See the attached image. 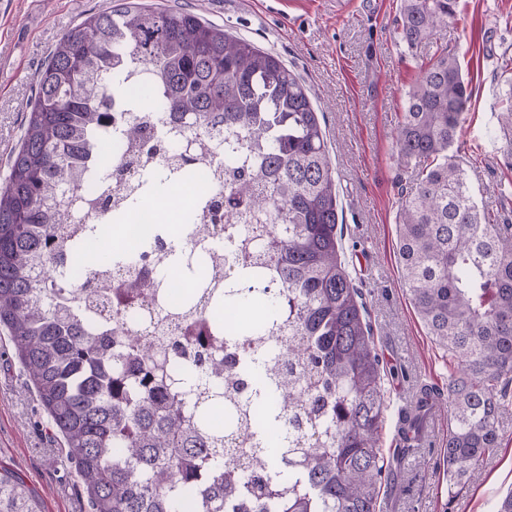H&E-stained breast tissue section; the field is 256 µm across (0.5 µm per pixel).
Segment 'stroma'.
Returning a JSON list of instances; mask_svg holds the SVG:
<instances>
[{"mask_svg": "<svg viewBox=\"0 0 512 512\" xmlns=\"http://www.w3.org/2000/svg\"><path fill=\"white\" fill-rule=\"evenodd\" d=\"M119 0H0V181L19 142L38 72L56 41L93 10ZM155 8L194 9L207 21L276 54L309 88L323 114L339 191L343 257L361 289L381 366L388 411L385 452L399 447L402 397L438 384L426 443L395 466L379 512H495L512 491V405L501 410V446L463 484L449 488L444 448L451 411L448 364L432 343L403 285L397 209L412 171L398 168L394 136L406 93L436 46L455 54L472 92L455 145L468 163L478 205L512 223V159L497 115L512 58V0H459L457 15L433 42L406 49L395 41L400 0H138ZM20 476L44 512H90L66 450L0 334V468Z\"/></svg>", "mask_w": 512, "mask_h": 512, "instance_id": "stroma-1", "label": "stroma"}]
</instances>
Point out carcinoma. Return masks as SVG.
Returning a JSON list of instances; mask_svg holds the SVG:
<instances>
[{
	"label": "carcinoma",
	"instance_id": "obj_1",
	"mask_svg": "<svg viewBox=\"0 0 512 512\" xmlns=\"http://www.w3.org/2000/svg\"><path fill=\"white\" fill-rule=\"evenodd\" d=\"M459 0H401L398 42H429ZM148 95L112 115L155 160L150 183L192 177L219 151L244 155L224 169L219 196L184 216L187 246L160 229L105 258L107 268L158 261L147 289L118 293L113 334L85 311L100 287L83 265L104 250L81 201L60 192L86 169L120 92L124 68ZM498 115L512 147V78ZM471 90L455 55L438 48L407 92L395 134L398 163L416 173L401 194V278L427 335L448 356L452 426L448 488L499 446L497 418L512 382V224L475 201L453 152ZM169 111L177 138L141 113ZM231 131L233 140L214 141ZM117 185L145 182L125 153L97 156ZM338 194L318 108L273 54L191 9L121 3L61 36L36 78L8 173L0 183V331L88 496L92 512H378L390 460L380 448L384 374L362 293L342 260ZM57 267L67 276L38 277ZM191 285L165 302L168 269ZM156 305L148 336L135 310ZM259 316L221 336L224 309ZM0 512H43L14 473L0 469Z\"/></svg>",
	"mask_w": 512,
	"mask_h": 512
}]
</instances>
